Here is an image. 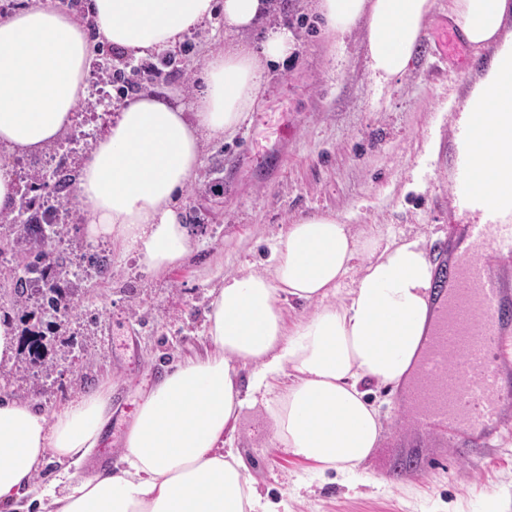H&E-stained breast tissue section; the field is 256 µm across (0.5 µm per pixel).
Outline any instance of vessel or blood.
<instances>
[{"label":"vessel or blood","mask_w":512,"mask_h":512,"mask_svg":"<svg viewBox=\"0 0 512 512\" xmlns=\"http://www.w3.org/2000/svg\"><path fill=\"white\" fill-rule=\"evenodd\" d=\"M433 53L440 63L466 59L467 43L447 25L438 26ZM454 207L469 214L480 204L473 195L472 167L456 160ZM466 248L440 252L438 266L450 280L439 288L427 352L407 399L417 422L444 426L469 461L487 454L474 439L500 423L512 405V382L503 375L501 335L512 324V284L489 268L491 259L512 257V207L484 211L482 221L464 225Z\"/></svg>","instance_id":"obj_1"}]
</instances>
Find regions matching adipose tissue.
<instances>
[{
	"mask_svg": "<svg viewBox=\"0 0 512 512\" xmlns=\"http://www.w3.org/2000/svg\"><path fill=\"white\" fill-rule=\"evenodd\" d=\"M329 44L360 33L368 70L386 87L409 70L434 0H313ZM95 33L47 0L0 17V150L40 154L73 128L87 93L95 44L143 58L182 42L216 9L233 32L267 17L269 0H91ZM464 38L493 47L459 119L458 142L474 165L473 193L489 208L512 196V0H448ZM295 50L288 29L269 28L260 53H205L191 104L162 95L125 96L81 163L72 196L92 241L136 252L161 274L193 249L179 202L202 164L205 140L232 133L258 100L266 64ZM435 267L425 240L353 233L315 212L288 225L263 271L229 274L207 315L204 354L174 363L146 395L116 470L77 479L112 418L103 384L47 417L35 402L0 395V504L26 512H276L228 449L240 411L266 400L274 440L314 463L315 473H355L383 424L361 382L406 385L432 321ZM292 301L312 307L289 318ZM68 464L37 480L46 457Z\"/></svg>",
	"mask_w": 512,
	"mask_h": 512,
	"instance_id": "1",
	"label": "adipose tissue"
}]
</instances>
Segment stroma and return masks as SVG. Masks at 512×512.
Returning <instances> with one entry per match:
<instances>
[{
	"mask_svg": "<svg viewBox=\"0 0 512 512\" xmlns=\"http://www.w3.org/2000/svg\"><path fill=\"white\" fill-rule=\"evenodd\" d=\"M266 22L233 34L215 14L166 55L134 60L97 46L90 73L109 97L82 101L77 131L104 134L120 95L167 93L190 101L201 80L203 54L228 43L259 50L268 26L283 24L297 50L288 64L268 71L254 107L234 137L207 140L203 161L181 202L196 243L168 273L156 275L132 251L88 241L83 218L53 187L44 193L69 223L68 235L48 250L70 263L107 255L112 273L85 280L68 314L27 319L13 302L10 272L21 254L0 252V322L17 333L43 330L46 366L18 350L0 364V389L35 400L47 414L107 382L112 386V444L100 455L117 461L126 430L146 393L171 364L203 354L205 320L214 288L226 274L259 265L288 224L314 212L335 213L355 233L424 236L428 253L447 243L455 222V120L479 81L491 49L465 63L438 66L422 41L410 71L390 88L376 90L351 34L335 52L306 0H271ZM293 135L281 140L280 125ZM439 130L436 159L426 147ZM249 155L240 156L245 142ZM371 400L385 424L382 440L352 477L316 476L308 463L274 443V423L262 400L239 417L232 446L254 486L290 512H512V406L482 437L490 454L470 465L455 454L446 427L417 425L402 393L380 390Z\"/></svg>",
	"mask_w": 512,
	"mask_h": 512,
	"instance_id": "stroma-1",
	"label": "stroma"
}]
</instances>
